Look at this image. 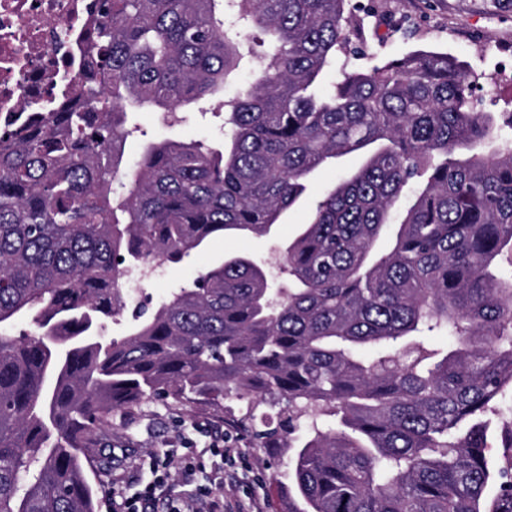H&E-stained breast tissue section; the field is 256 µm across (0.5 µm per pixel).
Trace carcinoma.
<instances>
[{
    "label": "carcinoma",
    "instance_id": "cac0c4a2",
    "mask_svg": "<svg viewBox=\"0 0 512 512\" xmlns=\"http://www.w3.org/2000/svg\"><path fill=\"white\" fill-rule=\"evenodd\" d=\"M345 3L101 0L74 105L0 126V325L36 327L0 336V512H96L84 461L112 412L226 392L286 403L238 424L292 449L287 512H512V428L498 469L487 435L512 388V114L479 111L445 52L340 61L367 43ZM246 43L224 149L153 140L120 168L127 108L183 121ZM354 153L281 252L287 284L231 256L103 336L133 270L268 233Z\"/></svg>",
    "mask_w": 512,
    "mask_h": 512
}]
</instances>
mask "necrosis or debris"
<instances>
[{"mask_svg":"<svg viewBox=\"0 0 512 512\" xmlns=\"http://www.w3.org/2000/svg\"><path fill=\"white\" fill-rule=\"evenodd\" d=\"M97 0H0V124L72 97Z\"/></svg>","mask_w":512,"mask_h":512,"instance_id":"1","label":"necrosis or debris"}]
</instances>
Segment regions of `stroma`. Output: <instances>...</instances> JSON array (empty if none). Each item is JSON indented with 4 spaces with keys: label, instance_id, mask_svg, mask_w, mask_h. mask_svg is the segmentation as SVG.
I'll use <instances>...</instances> for the list:
<instances>
[{
    "label": "stroma",
    "instance_id": "35a3bbf8",
    "mask_svg": "<svg viewBox=\"0 0 512 512\" xmlns=\"http://www.w3.org/2000/svg\"><path fill=\"white\" fill-rule=\"evenodd\" d=\"M346 10L372 32L368 47L378 56L396 57L416 49L451 54L478 74L476 95L481 111L512 112V0H348ZM128 122L137 131L124 148L127 167L135 164L147 140L211 136L221 120L213 117L171 128L161 113L142 111L129 113ZM357 163L351 155L340 166L316 171L307 195L284 214L270 235L228 236L194 250L181 265L156 267L142 284H130L129 308L147 300L160 303L176 288L190 284L200 270L230 255L243 253L275 267L280 248L306 223L315 199ZM245 408V400L228 396L195 401L153 399L132 411L114 412L110 426L98 432L96 453L86 467L91 484L102 490L99 512H112V487L138 489L148 457L155 452H169V483L174 494H183L191 453L224 437L237 448L241 460L225 464L223 494H239L242 484L255 480L262 512H283L288 451L254 447L245 433L236 430L234 421Z\"/></svg>",
    "mask_w": 512,
    "mask_h": 512
}]
</instances>
